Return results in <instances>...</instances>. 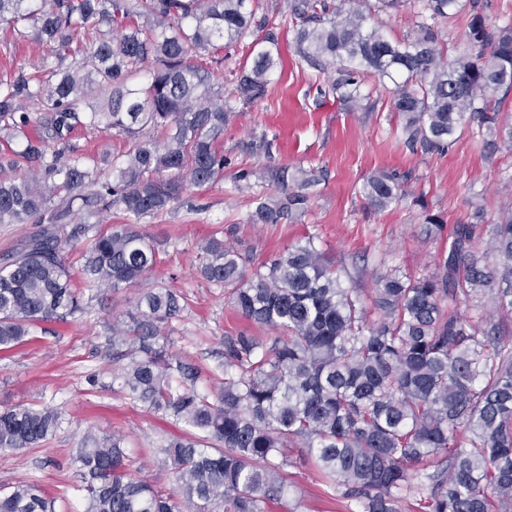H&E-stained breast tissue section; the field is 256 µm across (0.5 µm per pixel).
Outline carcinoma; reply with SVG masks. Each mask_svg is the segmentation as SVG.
<instances>
[{
    "mask_svg": "<svg viewBox=\"0 0 512 512\" xmlns=\"http://www.w3.org/2000/svg\"><path fill=\"white\" fill-rule=\"evenodd\" d=\"M408 0H291L295 50L328 93L366 112L367 78L392 83L390 111L404 143L443 154L465 129L512 146L500 118L512 91V30L490 22L482 0H415L413 35L387 39L366 21ZM278 0H0V23L16 39L37 30L54 63L40 76L19 68L0 81V131L35 127L21 150L0 154V224L46 225L0 265V350L23 343L35 323L85 312L64 260L91 236L81 273L114 290L152 272L159 248L132 229L180 200L187 185L224 177V128L263 99L277 65ZM469 11L467 52L448 57L435 25ZM251 66L213 78L223 47L252 32ZM143 73L141 82H133ZM43 113L33 125L26 106ZM81 126L125 136L129 148L104 178L95 160L71 154ZM153 132L156 138L146 134ZM278 195L259 203L252 224L297 220L308 210L313 170L268 171ZM364 196L384 210L404 196L393 173L370 175ZM60 201L62 208L53 206ZM118 208L125 223L101 232L88 222L63 235L55 224L75 210ZM455 225L453 249L436 272L376 276L370 301L348 288L310 237L246 275L247 258L213 237L201 246L199 275L224 287L247 321L279 333L271 346L245 331L224 337V378L198 388L199 370L169 353L172 322L185 309L176 291H146L123 328L112 329V357L125 361L117 392L186 427L161 445L178 494L135 477L117 434H88L73 462L84 512H268L282 498L286 451L303 446L326 486L363 512H402L417 491L423 512H512V346L499 324L461 306L490 302L512 316V210L491 229ZM489 233L487 251L471 244ZM502 259L490 266L487 253ZM62 414L49 406L0 412V452L43 445ZM433 470L414 482L410 467ZM0 512H57L36 481L0 491Z\"/></svg>",
    "mask_w": 512,
    "mask_h": 512,
    "instance_id": "carcinoma-1",
    "label": "carcinoma"
}]
</instances>
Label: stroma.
Wrapping results in <instances>:
<instances>
[{
    "label": "stroma",
    "instance_id": "obj_1",
    "mask_svg": "<svg viewBox=\"0 0 512 512\" xmlns=\"http://www.w3.org/2000/svg\"><path fill=\"white\" fill-rule=\"evenodd\" d=\"M47 53L36 33L15 41L0 24V79L18 66L36 72ZM325 77L295 53L288 18H281L277 67L266 97L236 114L224 131V154L230 159L224 177L212 185L188 187L183 202L139 224L140 233L157 242L160 262L138 284L118 290L96 288L84 279L76 285L90 305L87 314L66 321L34 325L25 342L0 352V410L16 406L57 408L63 424L41 447L0 453V489L38 481L55 497L59 512H74L78 482L72 454L87 433L119 432L125 438L128 468L153 485L173 491L172 474L157 461L156 450L184 427L147 412L140 404L113 392L112 376L121 365L112 359V325L134 309L141 294L165 284L186 299L173 323L169 350L201 370L200 389L220 375L224 337L252 330L265 343L276 333L251 327L228 303L222 286L196 274L199 248L223 235L241 252L260 262L289 245L315 237L346 286L370 295L377 274L395 268L411 277L431 274L448 254L457 222L472 217L475 207L491 223L512 208V150L489 152L477 130H466L445 155H425L406 147L390 110L389 84L371 78L363 86L376 103L374 111H352L336 98L319 93ZM78 152L98 160L125 152L124 136L75 129ZM314 170L305 216L286 224H253L257 203L274 194L266 171L273 167ZM247 169L246 187L233 174ZM397 172L406 197L388 209L368 206L362 191L368 176ZM441 216L440 230L428 232L426 214ZM98 385H90V375ZM288 487L270 512H360L340 493L327 490L307 461L303 447L289 449Z\"/></svg>",
    "mask_w": 512,
    "mask_h": 512
}]
</instances>
